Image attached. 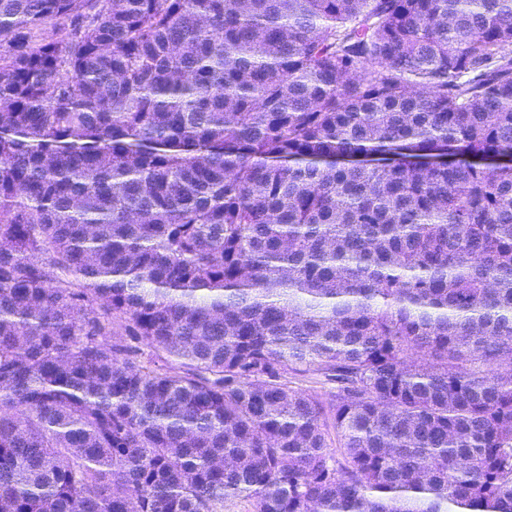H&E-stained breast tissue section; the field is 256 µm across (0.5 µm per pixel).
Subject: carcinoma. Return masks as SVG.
Masks as SVG:
<instances>
[{"mask_svg":"<svg viewBox=\"0 0 512 512\" xmlns=\"http://www.w3.org/2000/svg\"><path fill=\"white\" fill-rule=\"evenodd\" d=\"M230 497L512 512V0H0V512ZM288 385L294 389L304 390L311 393L322 402L325 409L326 422V441L331 451H336L338 448V441L336 437V429L333 427V420L331 413L329 412L330 402V387L327 384L317 383L315 379L310 376L301 377L296 375H290L288 378Z\"/></svg>","mask_w":512,"mask_h":512,"instance_id":"cac0c4a2","label":"carcinoma"}]
</instances>
